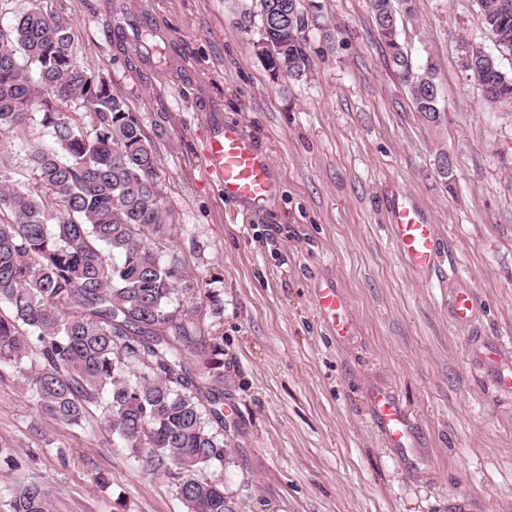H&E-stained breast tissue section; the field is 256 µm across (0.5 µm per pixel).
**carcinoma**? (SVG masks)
Listing matches in <instances>:
<instances>
[{
    "label": "carcinoma",
    "mask_w": 512,
    "mask_h": 512,
    "mask_svg": "<svg viewBox=\"0 0 512 512\" xmlns=\"http://www.w3.org/2000/svg\"><path fill=\"white\" fill-rule=\"evenodd\" d=\"M262 39L258 55L272 78L295 80L312 67L308 34L332 40L321 0H255ZM495 39L494 65L481 48L466 51L485 100L512 105V0H479ZM370 0L376 29L396 74L410 88L427 125L444 110L433 67L418 71L399 37L396 5ZM139 51L152 56L150 32L132 29ZM82 100L87 131L62 105ZM52 144L32 150L40 185L0 184V368L19 373L36 413L71 427L100 423L119 437L148 475L174 485L186 512H234L224 499V431L218 397L192 388L185 350L196 343L190 319L201 289L166 258L161 238L169 211L156 181L157 159L139 117L109 82L80 67L62 19L38 8L0 29V131L34 120ZM189 307L175 304L179 294ZM208 366L224 355L223 337L201 345ZM8 512H53L44 480L4 490Z\"/></svg>",
    "instance_id": "1"
}]
</instances>
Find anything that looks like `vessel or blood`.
<instances>
[{
	"label": "vessel or blood",
	"instance_id": "obj_1",
	"mask_svg": "<svg viewBox=\"0 0 512 512\" xmlns=\"http://www.w3.org/2000/svg\"><path fill=\"white\" fill-rule=\"evenodd\" d=\"M204 165L207 173L222 184L227 199L259 209L278 190L267 155L256 148L239 126L227 125L210 135ZM386 213L395 247L404 263L419 273L432 270L438 262L440 242L429 213L404 192L391 196ZM315 306L319 318L338 338L351 336L353 318L337 282L328 280L320 285ZM448 312L457 323L471 324L478 314V301L469 289L454 287L448 294ZM371 408L388 446L410 448V420L395 393L386 388L374 389Z\"/></svg>",
	"mask_w": 512,
	"mask_h": 512
}]
</instances>
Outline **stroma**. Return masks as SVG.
Wrapping results in <instances>:
<instances>
[{"label":"stroma","instance_id":"stroma-1","mask_svg":"<svg viewBox=\"0 0 512 512\" xmlns=\"http://www.w3.org/2000/svg\"><path fill=\"white\" fill-rule=\"evenodd\" d=\"M334 35L312 31V69L272 79L257 54L261 23L230 0H0V28L32 8L68 22L76 60L136 112L171 210L166 246L209 299L202 339H224V366L186 359L188 378L223 394L224 496L238 512H512V390L472 350L494 344L512 367V106L486 102L463 66L493 50L478 0H415L400 40L433 64L445 118L426 125L389 68L369 0H322ZM151 29L166 60L114 40L123 22ZM239 125L279 185L261 210L226 200L204 168L212 128ZM31 122L0 131V179L34 183ZM455 157L452 183L434 165ZM407 191L429 210L447 263L427 279L402 263L386 202ZM336 279L355 320L338 341L314 308ZM476 295L475 322L448 316V282ZM217 306H210V299ZM408 410L411 459L386 447L372 389ZM69 448L67 457L57 447ZM39 477L54 512H185L173 485L144 473L100 424L38 418L18 374H0V487Z\"/></svg>","mask_w":512,"mask_h":512}]
</instances>
